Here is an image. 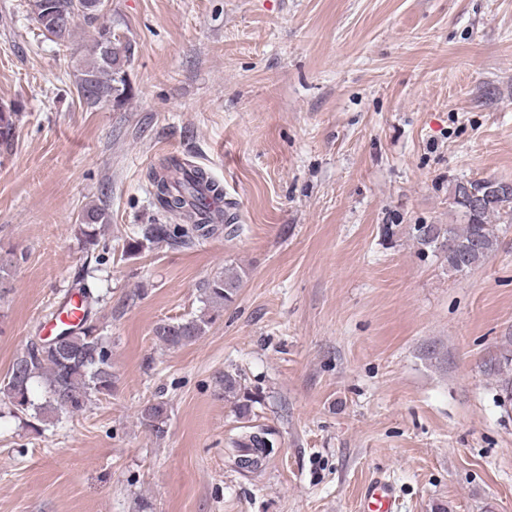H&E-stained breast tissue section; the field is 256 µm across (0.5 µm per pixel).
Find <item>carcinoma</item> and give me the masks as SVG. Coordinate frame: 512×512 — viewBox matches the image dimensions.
Wrapping results in <instances>:
<instances>
[{"label": "carcinoma", "mask_w": 512, "mask_h": 512, "mask_svg": "<svg viewBox=\"0 0 512 512\" xmlns=\"http://www.w3.org/2000/svg\"><path fill=\"white\" fill-rule=\"evenodd\" d=\"M99 0H28L30 14L38 29L56 42H68L79 21L94 27L89 59L77 65L75 86L78 98L89 107L118 100L125 92L126 69L134 56L132 40L119 34L110 24L98 23L102 8ZM20 113L13 104L0 105V147L7 149L15 141ZM150 185L161 210L180 224H139L124 243L126 253L135 255L146 247L165 243L174 247H189L195 240L214 234L224 224L235 220L234 214L220 209L208 210L206 193L221 201L223 188L200 168L178 158L161 162L149 173ZM483 195L479 208L468 210V190ZM481 180L458 181L450 192L451 206L463 218L461 224H416L412 239L420 250L430 249L443 255L448 269L467 272L485 262L496 250L499 241L498 224L512 223V194H485ZM108 223L106 210L97 205L84 208L77 220V235L86 251L92 255L100 247L101 227ZM25 259L17 249L0 246V292L10 288L11 269ZM239 273H224L206 280L200 288L208 312L180 320H162L153 328V336L167 348H179L203 336L216 313L231 303L241 286ZM84 317L70 333L65 347L39 346L32 341L13 360L7 375L0 382V395L11 406L14 416H29L41 423H51L62 414L84 412L95 400L112 395L115 377L112 374V351L92 319V305L100 296L91 285L77 282ZM44 388L41 403L34 402L35 385ZM224 401L230 403L239 418L248 421L232 439L238 449L236 459L253 460L261 468L274 447L272 431L251 425V414L258 396L249 390L239 375L224 372L220 379ZM169 419L168 403L162 399L148 400L138 410V421L157 437L166 433Z\"/></svg>", "instance_id": "obj_1"}]
</instances>
